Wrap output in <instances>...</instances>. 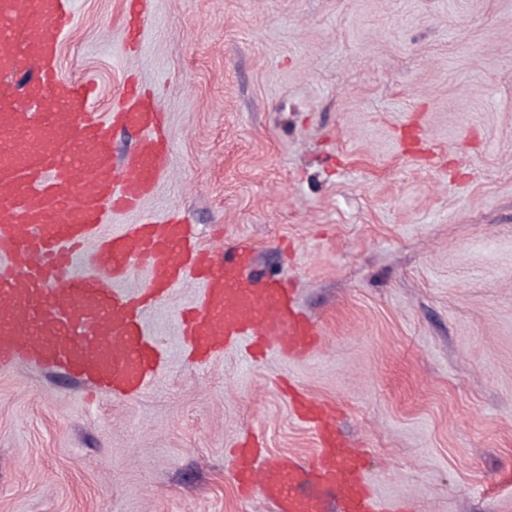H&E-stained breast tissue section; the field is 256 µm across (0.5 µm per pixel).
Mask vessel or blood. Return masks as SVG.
Masks as SVG:
<instances>
[{
	"instance_id": "obj_1",
	"label": "vessel or blood",
	"mask_w": 512,
	"mask_h": 512,
	"mask_svg": "<svg viewBox=\"0 0 512 512\" xmlns=\"http://www.w3.org/2000/svg\"><path fill=\"white\" fill-rule=\"evenodd\" d=\"M72 2L0 0V370L59 368L136 396L162 358L149 311L188 279L200 294L178 324L192 360L240 343L306 357L321 332L287 281L256 273L251 247L203 248L177 216L98 237L107 213L137 209L166 174L169 141L147 98L130 96L103 120L93 111L94 84L60 75ZM118 124L142 134L119 165L110 136ZM138 271L144 280L131 286ZM291 400L315 432L317 454L268 461L259 436L246 431L231 460L241 496L273 512H412L408 501L387 505L374 495L362 452L347 447L327 408L296 393Z\"/></svg>"
}]
</instances>
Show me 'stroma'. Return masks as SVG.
I'll use <instances>...</instances> for the list:
<instances>
[{"label":"stroma","mask_w":512,"mask_h":512,"mask_svg":"<svg viewBox=\"0 0 512 512\" xmlns=\"http://www.w3.org/2000/svg\"><path fill=\"white\" fill-rule=\"evenodd\" d=\"M61 75L98 113L132 88L166 116L169 167L109 234L179 213L245 243L322 331L311 356L246 345L192 363L153 311L162 362L134 399L0 370V512H271L229 450L317 439L278 391L336 409L366 480L415 512H512V0H74Z\"/></svg>","instance_id":"obj_1"}]
</instances>
